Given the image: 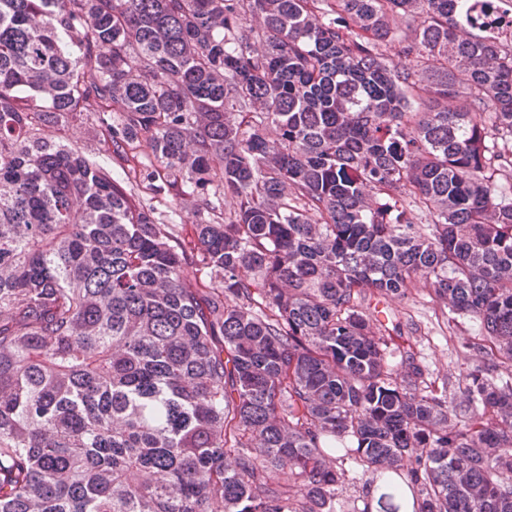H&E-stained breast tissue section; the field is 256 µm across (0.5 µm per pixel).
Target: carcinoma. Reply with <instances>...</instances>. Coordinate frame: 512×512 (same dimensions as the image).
Instances as JSON below:
<instances>
[{
  "label": "carcinoma",
  "instance_id": "obj_1",
  "mask_svg": "<svg viewBox=\"0 0 512 512\" xmlns=\"http://www.w3.org/2000/svg\"><path fill=\"white\" fill-rule=\"evenodd\" d=\"M474 2L0 0V512H334L350 454L382 512H512V34ZM82 118L101 163L46 136ZM419 284L483 336L458 412L365 304Z\"/></svg>",
  "mask_w": 512,
  "mask_h": 512
}]
</instances>
